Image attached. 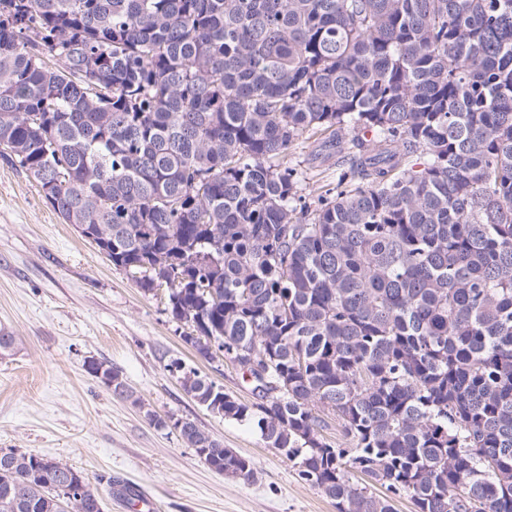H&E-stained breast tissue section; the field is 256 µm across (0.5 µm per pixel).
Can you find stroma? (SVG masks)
I'll return each instance as SVG.
<instances>
[{"label": "stroma", "instance_id": "obj_1", "mask_svg": "<svg viewBox=\"0 0 512 512\" xmlns=\"http://www.w3.org/2000/svg\"><path fill=\"white\" fill-rule=\"evenodd\" d=\"M0 328L17 345L0 354V450L66 461L106 512H133L109 479L135 484L157 512H336L258 429L208 411L167 369L178 360L239 401L250 385L229 360L201 358L190 329L169 313L165 290L144 292L64 223L36 181L0 158ZM119 369L132 394L114 397L83 367ZM187 418L249 458L252 481L210 469L157 419Z\"/></svg>", "mask_w": 512, "mask_h": 512}]
</instances>
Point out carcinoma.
Instances as JSON below:
<instances>
[{
	"mask_svg": "<svg viewBox=\"0 0 512 512\" xmlns=\"http://www.w3.org/2000/svg\"><path fill=\"white\" fill-rule=\"evenodd\" d=\"M314 136L334 194L288 160ZM0 156L254 359L255 402L197 370L192 396L336 512H512V0H0ZM158 425L254 478L194 422ZM61 465L0 456L17 512H58Z\"/></svg>",
	"mask_w": 512,
	"mask_h": 512,
	"instance_id": "1",
	"label": "carcinoma"
}]
</instances>
